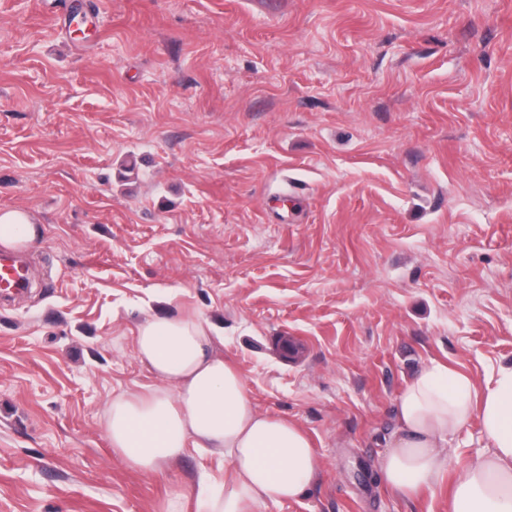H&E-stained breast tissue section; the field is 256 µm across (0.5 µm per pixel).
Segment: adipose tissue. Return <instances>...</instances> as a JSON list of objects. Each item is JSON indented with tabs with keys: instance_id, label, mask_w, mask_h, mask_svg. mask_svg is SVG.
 Instances as JSON below:
<instances>
[{
	"instance_id": "obj_1",
	"label": "adipose tissue",
	"mask_w": 512,
	"mask_h": 512,
	"mask_svg": "<svg viewBox=\"0 0 512 512\" xmlns=\"http://www.w3.org/2000/svg\"><path fill=\"white\" fill-rule=\"evenodd\" d=\"M23 207L0 209V247L18 250L41 236ZM208 320L151 316L134 333L135 350L159 385L113 399L106 429L125 465L146 475L193 448L224 464L223 480L200 474L199 512H250L301 496L322 468L310 436L295 421L256 406L242 376L216 349ZM479 421L491 449L461 469L448 512H512V364L477 389L441 363L407 381L377 478L414 497L448 470V440Z\"/></svg>"
}]
</instances>
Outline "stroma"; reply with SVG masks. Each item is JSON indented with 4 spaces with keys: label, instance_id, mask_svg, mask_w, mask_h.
<instances>
[{
    "label": "stroma",
    "instance_id": "35a3bbf8",
    "mask_svg": "<svg viewBox=\"0 0 512 512\" xmlns=\"http://www.w3.org/2000/svg\"><path fill=\"white\" fill-rule=\"evenodd\" d=\"M31 286L0 302V512H165L113 398L134 330L202 316L324 467L259 512H448L376 462L407 380L512 363V0H0V207ZM489 442L448 443L450 470ZM41 226L24 207L0 209V246L18 250L27 247L41 236Z\"/></svg>",
    "mask_w": 512,
    "mask_h": 512
}]
</instances>
